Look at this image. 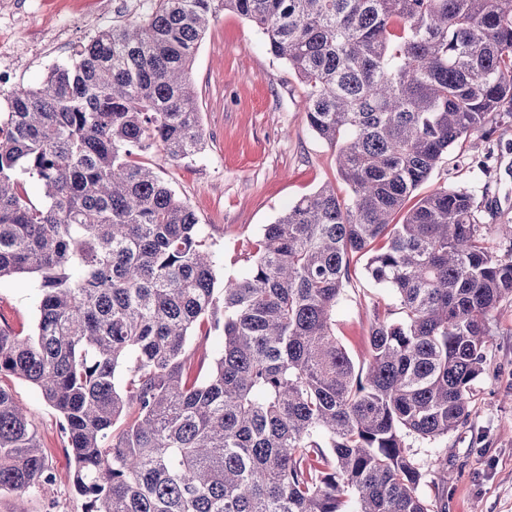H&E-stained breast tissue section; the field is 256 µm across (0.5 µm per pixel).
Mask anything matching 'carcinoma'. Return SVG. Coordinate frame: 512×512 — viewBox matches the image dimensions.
<instances>
[{"label":"carcinoma","instance_id":"1","mask_svg":"<svg viewBox=\"0 0 512 512\" xmlns=\"http://www.w3.org/2000/svg\"><path fill=\"white\" fill-rule=\"evenodd\" d=\"M139 3L0 123V279L40 290L34 334L0 327V377L58 413L84 512H443L420 486L447 482L448 455L425 466L406 438L469 417L489 323L512 305V224L484 223L466 190L411 197L512 115V0ZM225 10L304 87L348 195L301 197L218 288L195 213L138 157L201 153L189 73ZM362 260L398 307L373 304L357 363L333 315ZM213 334L211 359L193 341ZM52 481L0 386V490Z\"/></svg>","mask_w":512,"mask_h":512}]
</instances>
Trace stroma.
<instances>
[{
	"label": "stroma",
	"instance_id": "1",
	"mask_svg": "<svg viewBox=\"0 0 512 512\" xmlns=\"http://www.w3.org/2000/svg\"><path fill=\"white\" fill-rule=\"evenodd\" d=\"M95 0H19L14 15L0 14V44L24 46L15 87L43 86L54 65L111 26ZM205 150L191 165L146 160L194 211L202 235L219 258L217 276L239 278L265 225L321 186L345 193L335 151L305 120V90L287 65L267 50L261 33L232 12L221 13L205 33L191 70ZM494 149L490 173L471 166V141L458 145L421 186L471 192L488 224H512V118L497 120L486 139ZM396 307L394 292L375 286L356 269L334 314V331L354 359L367 348L372 302ZM39 302L31 275L0 279V325L32 334ZM488 370L472 385L466 425L437 440L410 439L412 452L429 461L448 451L447 512H512V308L490 323ZM26 408L54 476L51 485L19 494L0 492V512H83L72 480L58 413L41 390L9 377L0 380Z\"/></svg>",
	"mask_w": 512,
	"mask_h": 512
}]
</instances>
